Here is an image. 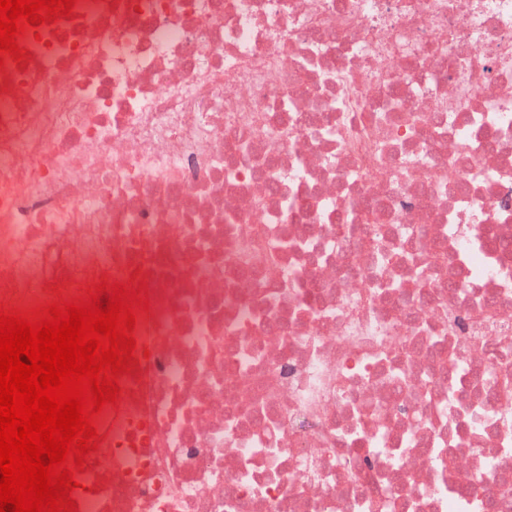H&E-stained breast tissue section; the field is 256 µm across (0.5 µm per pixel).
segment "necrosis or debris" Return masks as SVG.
<instances>
[{"label": "necrosis or debris", "mask_w": 512, "mask_h": 512, "mask_svg": "<svg viewBox=\"0 0 512 512\" xmlns=\"http://www.w3.org/2000/svg\"><path fill=\"white\" fill-rule=\"evenodd\" d=\"M17 43L0 304L150 299L78 512H512V0H76Z\"/></svg>", "instance_id": "necrosis-or-debris-1"}]
</instances>
